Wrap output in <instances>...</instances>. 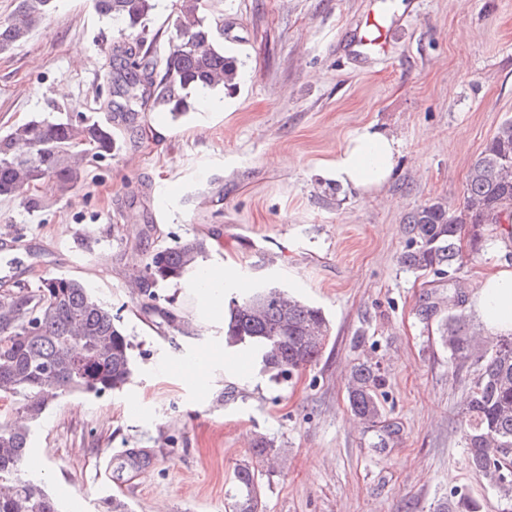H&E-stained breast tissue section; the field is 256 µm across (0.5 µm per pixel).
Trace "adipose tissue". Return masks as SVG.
Returning <instances> with one entry per match:
<instances>
[{
	"mask_svg": "<svg viewBox=\"0 0 512 512\" xmlns=\"http://www.w3.org/2000/svg\"><path fill=\"white\" fill-rule=\"evenodd\" d=\"M399 142L372 126H365L347 141L334 160L323 169L326 180L363 192L381 189L394 174ZM231 267L203 270L196 280L186 282L187 292L202 305V317L220 318L215 290L233 280ZM473 308L486 330L512 332V267L502 264L483 274L473 295Z\"/></svg>",
	"mask_w": 512,
	"mask_h": 512,
	"instance_id": "obj_1",
	"label": "adipose tissue"
}]
</instances>
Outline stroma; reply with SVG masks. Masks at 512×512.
<instances>
[{
    "label": "stroma",
    "mask_w": 512,
    "mask_h": 512,
    "mask_svg": "<svg viewBox=\"0 0 512 512\" xmlns=\"http://www.w3.org/2000/svg\"><path fill=\"white\" fill-rule=\"evenodd\" d=\"M234 26L232 93L197 101L179 121L146 109L118 133L112 158L89 161L70 194L30 211L0 199V282L50 273L81 281L133 342L121 390L64 395L31 427V454L62 512H229L236 465L255 435L283 466L262 475L265 512H437L471 499L503 501L469 465L459 428L472 366H454L439 334L448 299L473 318L472 292L512 243L490 241L447 274L403 267L408 220L434 202L455 209L471 165L512 120V0H207ZM382 55L350 51L371 12ZM119 32L92 0H57L44 28L0 53V134L58 106L104 116V71ZM400 142L380 191L322 181L348 137L366 125ZM66 233H59V225ZM206 238L207 267L235 282L276 286L319 307L331 336L320 359L273 379L241 351L214 359L206 386L180 365L224 342L222 320L193 335L182 284L130 296L131 274L157 249ZM379 363L382 403L400 428L385 450L347 401L353 365ZM150 479H143V472Z\"/></svg>",
    "instance_id": "35a3bbf8"
}]
</instances>
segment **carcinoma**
Segmentation results:
<instances>
[{"label": "carcinoma", "instance_id": "1", "mask_svg": "<svg viewBox=\"0 0 512 512\" xmlns=\"http://www.w3.org/2000/svg\"><path fill=\"white\" fill-rule=\"evenodd\" d=\"M158 0H95L99 15L138 32L135 42L114 44L104 76L125 101L126 112L152 103L176 121L194 109L195 99L220 88H237L238 66L224 52V16L206 12L203 0H177L166 19L167 50L159 55L147 26ZM55 9V0H17L0 22V52L27 40ZM116 150L112 122L91 115L80 120L56 111L35 116L0 136V197L23 188L45 190L22 199L32 210L48 196L73 191L84 174L83 160L110 157ZM512 224V121L503 123L468 172L464 199L455 210L434 203L409 220L411 238L401 263L419 276L444 275L461 261V237L470 235L471 253L483 251L492 227ZM209 247L195 238L151 254L140 288H154L198 273ZM17 339L0 345V389L15 403L14 417L0 422V512H61L40 484L21 477L28 453L29 424L67 393L99 395L123 388L133 371V345L112 309L77 279L46 274L35 286L17 282L0 294V331ZM330 325L321 309L277 287L258 288L230 300L224 342L248 347L264 369L278 375L319 359ZM440 341L451 360L476 366L470 399L462 415L465 448L472 469L512 502V333L480 345L465 316L449 311ZM386 379L378 364L353 367L348 390L351 413L375 427L382 422L380 400ZM237 494L231 512H263L261 473L241 464L234 471Z\"/></svg>", "mask_w": 512, "mask_h": 512}]
</instances>
